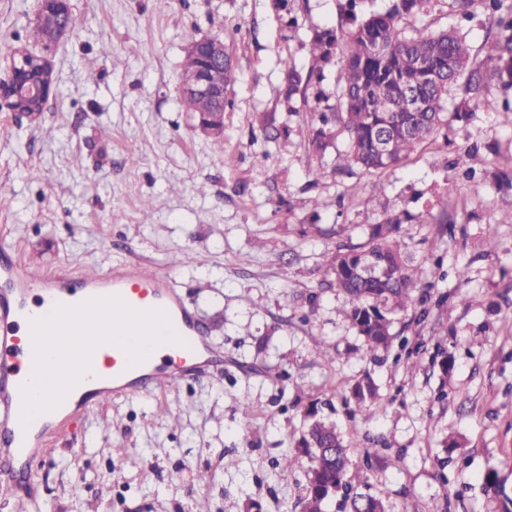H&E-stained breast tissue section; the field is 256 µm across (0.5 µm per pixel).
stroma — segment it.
Here are the masks:
<instances>
[{"label":"stroma","instance_id":"35a3bbf8","mask_svg":"<svg viewBox=\"0 0 512 512\" xmlns=\"http://www.w3.org/2000/svg\"><path fill=\"white\" fill-rule=\"evenodd\" d=\"M338 3L71 0L83 25L47 50L30 38L37 0H0V57L47 51L55 75L40 122L0 112V244L52 274H167L224 357L221 372L86 412L0 512H300L309 459L277 462L296 452L314 405L387 512L408 499L418 512H498L482 478L495 469L512 488V224L499 221L512 189L484 161L492 145L512 156V113L474 108L447 139L378 173L345 167L340 134L313 153L311 119L336 105L340 66L289 107L281 62L309 70L311 36L337 28ZM457 23L483 59L482 14L463 24L439 0L401 26ZM201 36L224 39L235 61L220 151L181 106L186 45ZM475 146L469 179L461 160ZM443 210L452 229L435 220ZM405 212L399 244L419 286L375 356L323 254L367 243L369 225ZM421 212L433 222H413ZM366 374L383 404L349 418L342 397ZM203 471L210 483H198Z\"/></svg>","mask_w":512,"mask_h":512}]
</instances>
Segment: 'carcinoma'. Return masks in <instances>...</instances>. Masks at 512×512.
<instances>
[{
    "mask_svg": "<svg viewBox=\"0 0 512 512\" xmlns=\"http://www.w3.org/2000/svg\"><path fill=\"white\" fill-rule=\"evenodd\" d=\"M431 2L393 0L385 13L360 14L358 0H344L338 29L314 32L307 73L283 60L285 99L290 102L306 97L313 81L323 79L324 68L341 57L340 107L318 113L309 135L313 152H324L338 127L347 136L346 164L369 172L397 165L422 143L445 135L450 122L469 119L467 112L446 113L454 88L462 89L465 101L478 107L512 113V9L503 11L504 0H481L495 33L485 41L484 59L478 64L458 26L436 33L425 27L408 33L398 29L400 19L428 11ZM488 72L499 87L496 97L488 96ZM412 94L419 101L416 109L410 102ZM406 219V215H389L371 225L368 247L347 245L325 257L332 285L349 298L348 319L372 352L392 345L389 315L408 311L418 288L416 270L396 240ZM347 401L353 403L349 408L353 418L374 413L381 405L368 376L351 386ZM316 415L315 410L309 413L314 421L301 448L311 460L303 512H322V505L336 497L338 512H385L381 498L359 490L349 446L333 424L315 419ZM483 487L500 501V512H512V494L497 470L484 474Z\"/></svg>",
    "mask_w": 512,
    "mask_h": 512,
    "instance_id": "1",
    "label": "carcinoma"
}]
</instances>
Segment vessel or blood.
<instances>
[{"label": "vessel or blood", "mask_w": 512, "mask_h": 512, "mask_svg": "<svg viewBox=\"0 0 512 512\" xmlns=\"http://www.w3.org/2000/svg\"><path fill=\"white\" fill-rule=\"evenodd\" d=\"M82 331L78 348L56 337ZM155 337L152 350L135 344ZM166 274L137 265L67 278L36 273L0 248V492L13 496L77 414L222 366Z\"/></svg>", "instance_id": "1"}]
</instances>
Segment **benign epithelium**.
Segmentation results:
<instances>
[{
	"mask_svg": "<svg viewBox=\"0 0 512 512\" xmlns=\"http://www.w3.org/2000/svg\"><path fill=\"white\" fill-rule=\"evenodd\" d=\"M48 0H38V7L33 17L35 24L47 30V42L55 45L70 33L66 16L62 12L52 13L44 8ZM186 53L197 57V67L182 75L181 95L196 96L207 99L210 109L198 114V125L211 136L224 133V112L228 90L233 79V60L224 40L216 37L192 39L186 46ZM30 51L16 49L6 61L8 79L0 81V108L23 114L16 106L17 97L44 93V90L31 80L17 77V70L24 65L22 59Z\"/></svg>",
	"mask_w": 512,
	"mask_h": 512,
	"instance_id": "obj_1",
	"label": "benign epithelium"
}]
</instances>
